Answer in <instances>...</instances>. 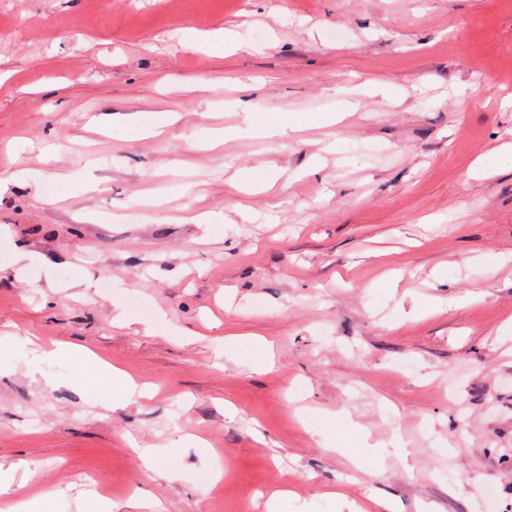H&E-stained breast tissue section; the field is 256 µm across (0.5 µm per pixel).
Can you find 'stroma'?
Listing matches in <instances>:
<instances>
[{
	"instance_id": "obj_1",
	"label": "stroma",
	"mask_w": 512,
	"mask_h": 512,
	"mask_svg": "<svg viewBox=\"0 0 512 512\" xmlns=\"http://www.w3.org/2000/svg\"><path fill=\"white\" fill-rule=\"evenodd\" d=\"M14 172L0 512H512V0H0ZM42 355L46 357L58 355L68 359L72 365L74 379L77 382L93 375L106 384H118L126 387L129 391H134V387L125 380L119 370L93 356L80 345L58 347L56 350L43 351Z\"/></svg>"
}]
</instances>
